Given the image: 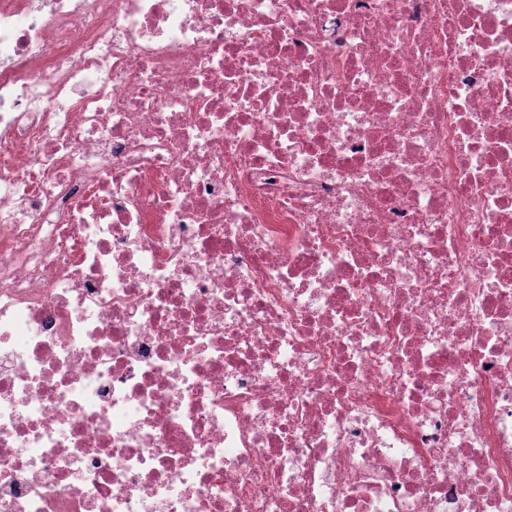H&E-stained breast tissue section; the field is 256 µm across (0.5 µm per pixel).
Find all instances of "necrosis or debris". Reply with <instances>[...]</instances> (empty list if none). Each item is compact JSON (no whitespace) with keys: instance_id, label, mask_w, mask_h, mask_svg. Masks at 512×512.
Wrapping results in <instances>:
<instances>
[{"instance_id":"obj_1","label":"necrosis or debris","mask_w":512,"mask_h":512,"mask_svg":"<svg viewBox=\"0 0 512 512\" xmlns=\"http://www.w3.org/2000/svg\"><path fill=\"white\" fill-rule=\"evenodd\" d=\"M0 512H512V0H0Z\"/></svg>"}]
</instances>
